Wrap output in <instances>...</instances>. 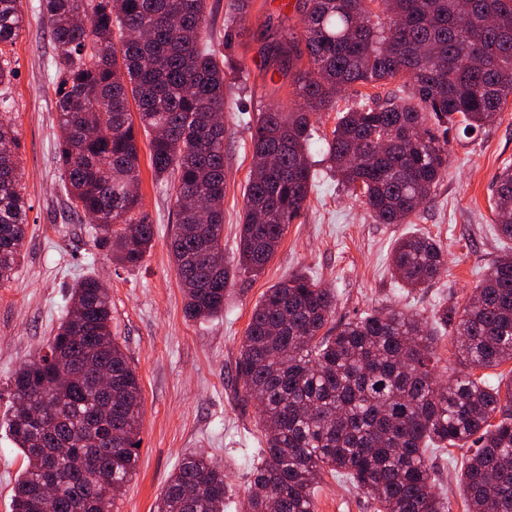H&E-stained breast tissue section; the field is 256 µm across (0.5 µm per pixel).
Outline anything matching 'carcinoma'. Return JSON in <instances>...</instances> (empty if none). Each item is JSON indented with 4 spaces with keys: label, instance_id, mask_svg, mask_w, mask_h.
Segmentation results:
<instances>
[{
    "label": "carcinoma",
    "instance_id": "1",
    "mask_svg": "<svg viewBox=\"0 0 512 512\" xmlns=\"http://www.w3.org/2000/svg\"><path fill=\"white\" fill-rule=\"evenodd\" d=\"M301 33L279 24L264 51L295 86L298 104L259 110L250 135L252 174L244 194L238 268L257 275L301 213L314 182L315 112H336L326 159L379 224H401L429 199L448 165V126L479 131L512 96V0H296ZM55 46L57 158L71 210L87 218L112 262L135 267L152 248L142 209L138 131L149 136L154 178L175 190L177 226L169 252L185 315L224 311V55L210 47L207 0H39ZM22 0H0V86L10 84L11 47ZM307 66H297L302 57ZM406 77L410 91L339 110L357 83ZM135 104L133 113L130 104ZM385 138L386 150L374 144ZM20 144L0 118V285L24 246L27 200ZM497 231L512 241V164L493 179ZM445 267L424 235L398 240L391 269L403 286L426 288ZM336 295L295 273L254 307L237 376L259 403L264 433L245 512H315L320 474L348 480L375 512H452L437 491L440 448L473 450L461 482L467 512H512V385L475 371L512 361V253L499 256L476 298L424 316L383 308L333 322ZM451 328L460 369L437 381L441 328ZM112 371V402L96 376ZM9 435L27 461L12 512H42L33 487L41 454L66 480L55 512H113L132 479L142 425L138 376L112 336V306L99 278L72 288L45 349L10 378ZM101 435L97 450L86 428ZM224 467L191 453L169 477L155 512H224Z\"/></svg>",
    "mask_w": 512,
    "mask_h": 512
}]
</instances>
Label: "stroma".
Listing matches in <instances>:
<instances>
[{
  "mask_svg": "<svg viewBox=\"0 0 512 512\" xmlns=\"http://www.w3.org/2000/svg\"><path fill=\"white\" fill-rule=\"evenodd\" d=\"M233 0H208L211 45L224 56V258L237 260L236 237L244 190L252 170L251 128L258 109L291 108L288 78L260 55L274 0H250L234 17ZM23 29L13 47L15 77L0 87L20 140V168L28 202V234L10 282L0 285V413L9 401V379L54 335L74 283L103 279L112 299V334L135 369L143 390L137 471L116 501L115 512H153L168 477L183 457L205 452L223 464L231 491L224 512H241L247 481L257 463L261 435L254 404L242 401L236 373L251 312L273 284L302 272L336 293L335 320L345 323L379 307L430 314L460 303L491 263L512 250L492 221V178L512 161V98L497 122L466 134L448 130V169L430 199L407 224H378L345 191L322 152L336 115L314 119L311 158L316 177L307 203L289 224L272 260L258 276L233 273L223 314L205 321L184 315L183 293L169 253L176 221L172 186L155 180L147 139H140V192L155 228L153 247L137 267H121L99 249L90 225L74 214L57 162L55 86L46 64L54 53L38 0H23ZM418 233L435 239L448 261L428 288L407 292L391 274L394 243ZM466 449L437 452L440 493L452 512H465L460 468ZM26 462L0 426V512H10L14 481ZM316 512H374L351 485L323 476Z\"/></svg>",
  "mask_w": 512,
  "mask_h": 512,
  "instance_id": "35a3bbf8",
  "label": "stroma"
}]
</instances>
